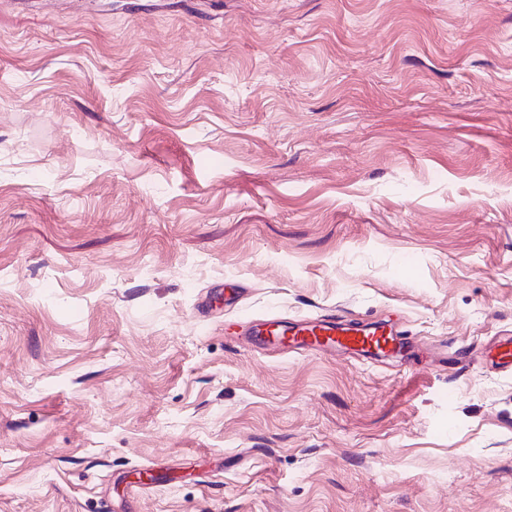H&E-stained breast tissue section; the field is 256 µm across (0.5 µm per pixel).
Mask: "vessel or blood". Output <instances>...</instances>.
Masks as SVG:
<instances>
[{"label":"vessel or blood","mask_w":512,"mask_h":512,"mask_svg":"<svg viewBox=\"0 0 512 512\" xmlns=\"http://www.w3.org/2000/svg\"><path fill=\"white\" fill-rule=\"evenodd\" d=\"M256 338L262 344L291 352L319 353L330 357L349 352L366 359L387 353L397 354L411 345L409 338L391 324L362 329L324 318L306 319L290 325L270 320L257 332Z\"/></svg>","instance_id":"b4317fda"}]
</instances>
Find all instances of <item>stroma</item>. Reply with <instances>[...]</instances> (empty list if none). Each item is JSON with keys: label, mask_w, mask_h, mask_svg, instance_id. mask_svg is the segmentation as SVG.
Here are the masks:
<instances>
[{"label": "stroma", "mask_w": 512, "mask_h": 512, "mask_svg": "<svg viewBox=\"0 0 512 512\" xmlns=\"http://www.w3.org/2000/svg\"><path fill=\"white\" fill-rule=\"evenodd\" d=\"M500 336L512 0H0V512H512ZM402 334L393 324L362 329L349 323L314 318L290 325L269 320L257 332L256 338L262 344L281 347L288 352L319 353L330 357L350 352L368 359L413 348L414 343Z\"/></svg>", "instance_id": "1"}]
</instances>
